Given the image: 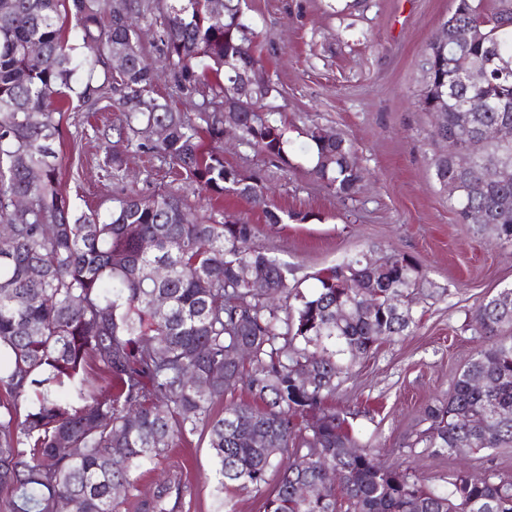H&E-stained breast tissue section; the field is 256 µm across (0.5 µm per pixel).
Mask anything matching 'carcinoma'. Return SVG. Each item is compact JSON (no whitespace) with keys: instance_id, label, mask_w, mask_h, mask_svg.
<instances>
[{"instance_id":"obj_1","label":"carcinoma","mask_w":512,"mask_h":512,"mask_svg":"<svg viewBox=\"0 0 512 512\" xmlns=\"http://www.w3.org/2000/svg\"><path fill=\"white\" fill-rule=\"evenodd\" d=\"M242 0H0V493L5 512H117L114 489L134 488L138 472L178 440L209 434L219 477L216 512H235L226 494L260 492L278 481L263 512H512V480L458 472L428 489L380 451L354 447L343 414L327 405L348 368L386 340L411 334V295L422 285L417 262L365 254L315 276L309 295L292 293V268L254 244L247 220L201 219L171 191L129 192L102 215L80 211L60 188L55 104L84 83L81 96L116 55L127 65L112 90L126 108L127 141L159 155L198 193L235 194L263 207L269 224L299 216L267 209V178L224 161V128L273 162L286 159V127L269 82L236 112L210 117L191 102L206 70L224 76V97L255 55L253 23ZM440 32L469 27L475 41L454 50L431 41L423 53L422 109L443 150L434 175L460 220L479 211L474 236L512 248V140L483 129L512 125V0H455ZM75 25L65 30L60 11ZM163 26L165 68L188 109L149 96L159 72L132 22ZM89 49L73 55L69 42ZM484 75L468 82L459 62ZM483 96V112H460ZM161 128L159 140L153 131ZM313 174L339 200L359 189L352 141L312 125ZM17 197L28 199L22 210ZM150 249H144V244ZM163 264L168 276L156 279ZM258 279L255 287L250 280ZM165 311L154 309L158 298ZM480 347L453 391L425 410V447L454 454L512 448V287L500 288L474 315ZM241 347L248 356L237 355ZM245 391L248 400L233 395ZM232 399L224 413L213 405ZM333 468L340 481L324 483ZM310 486L302 496L296 486ZM184 492L174 474L150 504L177 512Z\"/></svg>"}]
</instances>
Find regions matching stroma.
I'll return each mask as SVG.
<instances>
[{
  "label": "stroma",
  "instance_id": "1",
  "mask_svg": "<svg viewBox=\"0 0 512 512\" xmlns=\"http://www.w3.org/2000/svg\"><path fill=\"white\" fill-rule=\"evenodd\" d=\"M453 6V0H246L264 71L280 89L275 104L288 123V164L275 167L229 137L224 159L245 174L266 175L274 189L270 207L298 218L267 223L262 208L232 195L197 210L254 224L256 245L292 265L305 294L314 273L354 254L417 261L423 286L413 296L416 330L357 361L328 403L346 417L359 450L381 448L387 462L407 461L428 487L462 470L512 479L511 448L436 455L420 442L427 405L448 395L482 343L475 310L512 286V250L475 239L449 207L434 176L441 146L432 137L433 119L417 103L423 51ZM72 103L56 150L61 188L76 207L104 214L113 198L133 190L188 194V184L174 179L159 156L101 140L104 127L124 119L117 98ZM314 124L357 143L363 180L354 199L339 201L311 173L299 146ZM116 151L125 159L119 179L112 176ZM176 470L188 477L185 507L214 512L217 478L201 434L150 465L118 512L152 498Z\"/></svg>",
  "mask_w": 512,
  "mask_h": 512
}]
</instances>
